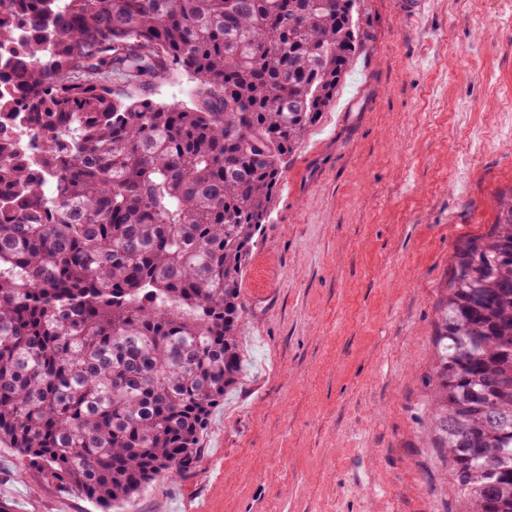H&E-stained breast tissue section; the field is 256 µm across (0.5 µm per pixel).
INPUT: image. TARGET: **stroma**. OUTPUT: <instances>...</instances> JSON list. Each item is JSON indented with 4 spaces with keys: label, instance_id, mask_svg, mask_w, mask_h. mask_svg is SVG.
<instances>
[{
    "label": "stroma",
    "instance_id": "obj_1",
    "mask_svg": "<svg viewBox=\"0 0 512 512\" xmlns=\"http://www.w3.org/2000/svg\"><path fill=\"white\" fill-rule=\"evenodd\" d=\"M358 14L363 46L288 157L244 274L242 379L196 468L137 512H464L428 377L455 251L512 189V0ZM0 499L96 512L4 443Z\"/></svg>",
    "mask_w": 512,
    "mask_h": 512
}]
</instances>
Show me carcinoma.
<instances>
[{
  "instance_id": "carcinoma-1",
  "label": "carcinoma",
  "mask_w": 512,
  "mask_h": 512,
  "mask_svg": "<svg viewBox=\"0 0 512 512\" xmlns=\"http://www.w3.org/2000/svg\"><path fill=\"white\" fill-rule=\"evenodd\" d=\"M357 0H0V442L98 512L196 467L242 374L286 158L362 46ZM37 32L14 46L19 27ZM194 76L191 102L148 88ZM45 141L30 160L6 118ZM465 512H512V194L457 247L429 377Z\"/></svg>"
}]
</instances>
